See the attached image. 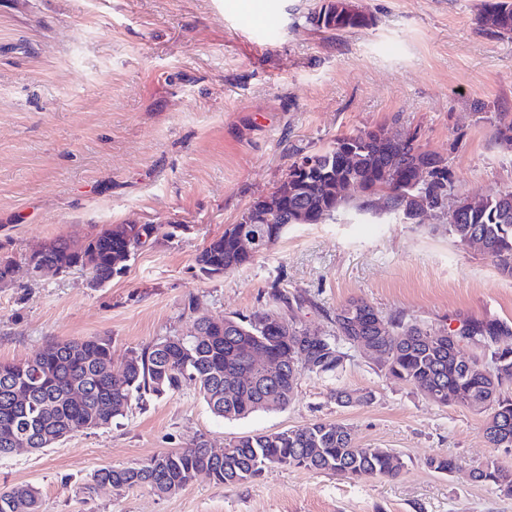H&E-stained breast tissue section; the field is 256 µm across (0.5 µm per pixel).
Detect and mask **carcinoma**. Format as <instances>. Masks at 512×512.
<instances>
[{
	"mask_svg": "<svg viewBox=\"0 0 512 512\" xmlns=\"http://www.w3.org/2000/svg\"><path fill=\"white\" fill-rule=\"evenodd\" d=\"M318 15L325 17L326 30L339 32L368 25L365 15L344 13L339 0H322ZM477 25L512 38V0H484ZM494 120L497 137L512 140V113L499 112ZM350 141L361 150L352 169L345 166L343 152ZM423 156L421 145L413 138L381 147L364 131L342 135L324 151L300 159L313 162V167L279 184L278 190L288 191V211L276 218L273 227L283 234L298 208L310 213L312 224L323 223L349 203L358 210L367 209L366 195L353 203L331 195L329 180L321 176L328 169L335 171L338 179L347 175L360 178L368 191L387 189L396 214L416 224L423 222L421 211L426 208L446 214L451 183L448 167H443L445 176L435 174L426 188H415L413 168ZM236 228L228 225L224 235L212 239L200 252L197 263L202 271L227 274L253 260L237 248ZM158 230L156 225L138 226L132 245L111 228L79 246L55 238L41 249L40 261L66 270L80 265L81 254L92 250L98 258L94 279L101 284L124 269L141 238ZM448 232L460 244L489 258L501 274L512 277V191L481 196L448 221ZM275 317L282 314L258 310L218 321L197 318L194 325L205 335L170 336L147 345L131 353L124 369L115 374L109 371L112 345L103 338L53 341L24 362H0V459L10 457L15 448L42 450L76 433L106 429L126 413L132 400L174 393L185 381L198 387L214 415L228 420L288 406L300 377L292 371L290 361L297 354L301 328L291 320L276 326ZM332 322L333 333L307 342L311 372H336L346 357L342 345L353 347L358 339L366 338L380 350L388 376L431 395L430 402L438 406L461 404L481 409L487 413L484 432L489 444L512 448V348L493 345L497 338L512 335L506 324L473 321L466 334L450 330L430 340L428 330L400 317L387 319L361 298L336 308ZM473 336L483 343L484 360L493 373L479 370V358L461 355L460 343H472ZM254 352L267 356L271 376L256 381L249 378ZM76 388L85 393L81 401L71 399ZM16 389L28 393L25 402L14 401ZM335 397L342 406L372 400L370 392L360 389H338ZM228 447L218 458L207 441L200 440L133 465L103 466L90 473L88 485L108 482L117 490L147 487L166 496L186 488L201 472L218 484H238L255 479L272 466L333 473L352 480L393 479L404 468L401 457L386 448L356 446L351 429L341 422L315 421L299 428L244 435L230 441ZM426 466L450 474L455 461L435 455L427 459ZM472 478L501 495L512 496V471L493 460L475 469ZM0 512H40L38 491L30 485L1 489Z\"/></svg>",
	"mask_w": 512,
	"mask_h": 512,
	"instance_id": "carcinoma-1",
	"label": "carcinoma"
}]
</instances>
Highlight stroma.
<instances>
[{
    "instance_id": "1",
    "label": "stroma",
    "mask_w": 512,
    "mask_h": 512,
    "mask_svg": "<svg viewBox=\"0 0 512 512\" xmlns=\"http://www.w3.org/2000/svg\"><path fill=\"white\" fill-rule=\"evenodd\" d=\"M482 2L352 0L369 24L336 34L311 24L318 0H0V257L15 262L0 283V361L104 337L118 369L130 352L188 334L194 317L270 308L322 336L352 298L435 331L476 319L512 327V278L449 235L441 213L411 224L346 207L289 225L235 272L209 276L196 261L294 161L343 133H417L445 158L455 194L512 191V144L493 123L512 113V39L480 30ZM112 224L178 231L144 239L98 287L81 266L29 267L35 247ZM275 289L290 304L273 303ZM340 388L373 399L343 407ZM317 420L399 453L400 476L271 467L234 485L201 474L169 496L87 486L104 465L200 439L218 451ZM484 421L432 404L353 349L335 374L302 371L287 407L243 419L215 416L191 383L146 397L109 429L0 460V488L32 484L42 512H512V497L471 478L490 459L512 470V448L489 447ZM436 454L456 470L428 469Z\"/></svg>"
}]
</instances>
